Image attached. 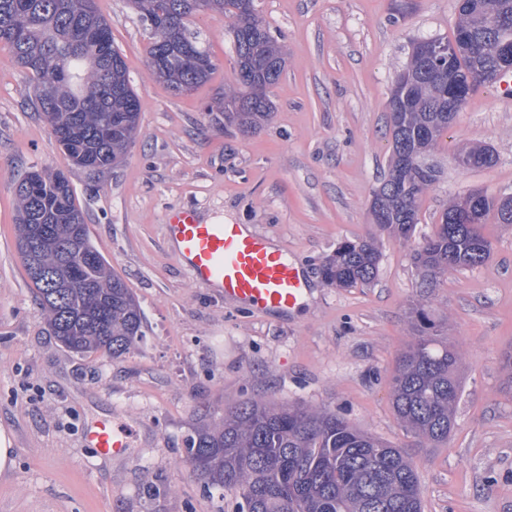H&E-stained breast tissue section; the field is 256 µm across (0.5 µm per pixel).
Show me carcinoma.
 Masks as SVG:
<instances>
[{
    "label": "carcinoma",
    "instance_id": "1",
    "mask_svg": "<svg viewBox=\"0 0 512 512\" xmlns=\"http://www.w3.org/2000/svg\"><path fill=\"white\" fill-rule=\"evenodd\" d=\"M153 36L148 67L172 92L181 94L206 82L210 55L191 17L220 11L232 22L236 65L259 80L262 93L251 92L240 77L236 86L217 93L207 107L211 121L248 133L264 124L273 109L268 90L285 67L284 49L260 18L255 3L243 0H132ZM512 32V0H458L454 33L467 30L482 46L466 48L449 66L424 68L409 60L391 89L389 109L392 154L388 175L374 191L372 221L378 230L410 240L420 202L439 179L431 160L448 129V73L486 84L498 64V25ZM33 73L35 107L47 118L56 139L75 132V149L87 150L100 169L123 158L137 133L141 102L125 60L113 47L112 31L96 0H0V44ZM19 242L34 237L33 226L46 224L56 242L47 253L20 249L25 270L36 287L44 323L67 349L79 354L119 356L143 337L139 305L123 280L91 243L82 211L70 184L16 187ZM457 199L448 201L440 224L423 237L414 253L421 287L431 288L450 271L485 265L491 243L482 227L490 214L512 224L484 195L469 224L453 223ZM381 251L375 234L336 247L324 265L332 288L367 285L377 276ZM415 336L397 360L391 397L395 415L417 441L434 448L448 440L461 390L456 376L460 356L439 336L425 308H413ZM211 491L240 496L238 512H422L421 488L410 454L395 448L323 407L270 405L246 400L224 408V417L195 431L184 459Z\"/></svg>",
    "mask_w": 512,
    "mask_h": 512
}]
</instances>
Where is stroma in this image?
I'll return each mask as SVG.
<instances>
[{"mask_svg":"<svg viewBox=\"0 0 512 512\" xmlns=\"http://www.w3.org/2000/svg\"><path fill=\"white\" fill-rule=\"evenodd\" d=\"M286 67L274 112L243 135L205 112L235 83L231 22L193 20L214 70L185 95L148 67L151 33L130 0H98L142 104L139 134L116 166H73L31 105L35 80L0 44V427L15 464L0 474V512H236L233 492H208L184 465L202 419L246 399L336 410L409 450L424 512H512V388L501 354L512 349V224L488 218L491 255L423 289L412 263L454 196H512V94L480 86L435 149L443 175L424 195L415 237L380 235L375 280L326 285L337 244L374 232L373 190L388 172V98L412 41L451 38L456 0H256ZM496 162L464 170L463 145ZM64 171L96 249L135 296L139 346L117 358L63 347L41 319L17 246L16 186L29 172ZM195 210L246 224L297 260L310 282L285 316L254 312L197 285L166 239L168 215ZM424 304L462 355L461 392L447 443L419 448L397 419L390 379ZM100 418L127 428L116 456L89 448Z\"/></svg>","mask_w":512,"mask_h":512,"instance_id":"stroma-1","label":"stroma"}]
</instances>
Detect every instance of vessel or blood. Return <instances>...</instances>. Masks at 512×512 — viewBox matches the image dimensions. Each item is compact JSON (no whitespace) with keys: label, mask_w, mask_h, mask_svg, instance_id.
Wrapping results in <instances>:
<instances>
[{"label":"vessel or blood","mask_w":512,"mask_h":512,"mask_svg":"<svg viewBox=\"0 0 512 512\" xmlns=\"http://www.w3.org/2000/svg\"><path fill=\"white\" fill-rule=\"evenodd\" d=\"M165 232L176 260L193 281L239 306L285 313L299 307L308 292L299 263L284 258L265 238L244 232L240 225L205 223L194 210L175 209L168 215ZM85 441L113 456L128 446L126 432L108 418L87 429Z\"/></svg>","instance_id":"obj_1"}]
</instances>
